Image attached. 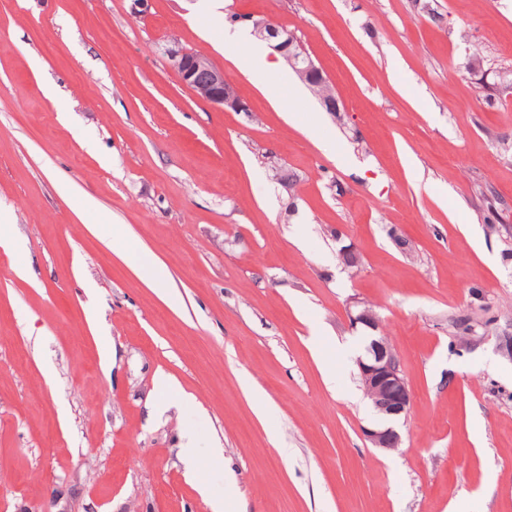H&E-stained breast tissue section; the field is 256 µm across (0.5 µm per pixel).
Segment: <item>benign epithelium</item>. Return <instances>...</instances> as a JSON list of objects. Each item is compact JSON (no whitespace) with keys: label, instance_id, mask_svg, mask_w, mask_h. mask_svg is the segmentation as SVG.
Masks as SVG:
<instances>
[{"label":"benign epithelium","instance_id":"obj_1","mask_svg":"<svg viewBox=\"0 0 512 512\" xmlns=\"http://www.w3.org/2000/svg\"><path fill=\"white\" fill-rule=\"evenodd\" d=\"M235 22L245 23L258 39L283 58L317 98L323 111L340 116L344 106L340 98L327 90L330 80L287 27L237 15ZM170 66L181 83L211 105L233 112H251V106L225 78L224 69L210 57L180 49L168 53ZM353 327L368 332L362 353L357 357L361 385L381 424L365 430V437L375 448L393 450L401 445L399 424L406 418L411 392L401 369V357L387 337L379 335L381 319L374 306L354 301L350 306Z\"/></svg>","mask_w":512,"mask_h":512}]
</instances>
